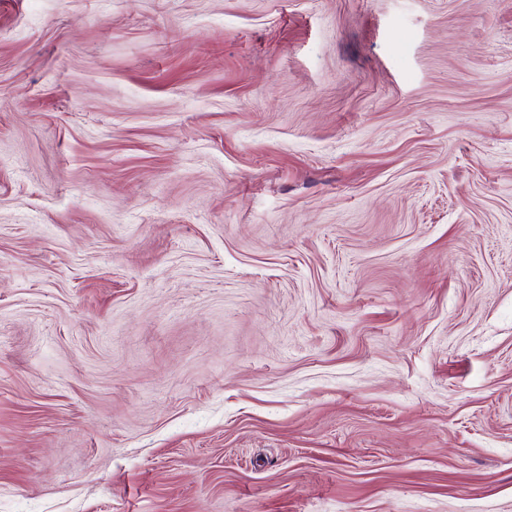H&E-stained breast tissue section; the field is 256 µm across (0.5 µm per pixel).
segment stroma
Segmentation results:
<instances>
[{
  "mask_svg": "<svg viewBox=\"0 0 512 512\" xmlns=\"http://www.w3.org/2000/svg\"><path fill=\"white\" fill-rule=\"evenodd\" d=\"M0 512H512V0H0Z\"/></svg>",
  "mask_w": 512,
  "mask_h": 512,
  "instance_id": "stroma-1",
  "label": "stroma"
}]
</instances>
